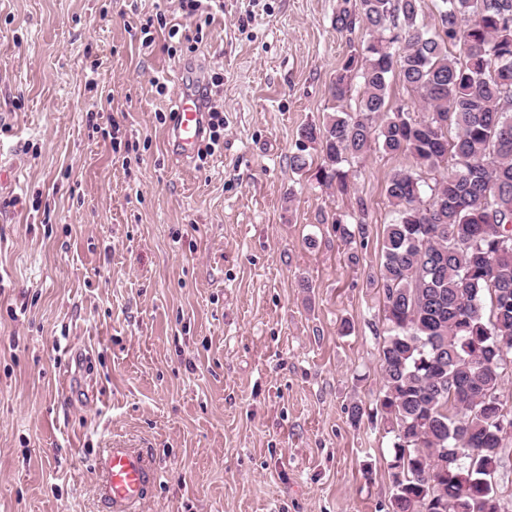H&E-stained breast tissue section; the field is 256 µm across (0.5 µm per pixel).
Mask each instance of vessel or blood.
<instances>
[{
	"mask_svg": "<svg viewBox=\"0 0 512 512\" xmlns=\"http://www.w3.org/2000/svg\"><path fill=\"white\" fill-rule=\"evenodd\" d=\"M205 114L196 96L182 93L172 128L173 152L181 161L193 158L203 136ZM98 492L112 512H136L158 478L151 458L142 450L121 443L103 449L96 460Z\"/></svg>",
	"mask_w": 512,
	"mask_h": 512,
	"instance_id": "obj_1",
	"label": "vessel or blood"
}]
</instances>
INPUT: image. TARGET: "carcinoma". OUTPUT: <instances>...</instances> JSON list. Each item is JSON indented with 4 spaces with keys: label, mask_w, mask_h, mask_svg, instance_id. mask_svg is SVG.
<instances>
[{
    "label": "carcinoma",
    "mask_w": 512,
    "mask_h": 512,
    "mask_svg": "<svg viewBox=\"0 0 512 512\" xmlns=\"http://www.w3.org/2000/svg\"><path fill=\"white\" fill-rule=\"evenodd\" d=\"M344 0L336 30L350 45L329 86L342 109L305 125L303 151L345 191L344 164L378 149L409 166L389 177L395 218L385 225L386 337L379 411L394 433L388 463L392 512H502L493 482L512 407L489 405L506 376L494 348L512 356V0ZM397 78L422 103L390 112ZM454 135H448L449 130ZM443 170L429 190L421 170Z\"/></svg>",
    "instance_id": "carcinoma-1"
}]
</instances>
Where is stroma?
Returning a JSON list of instances; mask_svg holds the SVG:
<instances>
[{"label": "stroma", "mask_w": 512, "mask_h": 512, "mask_svg": "<svg viewBox=\"0 0 512 512\" xmlns=\"http://www.w3.org/2000/svg\"><path fill=\"white\" fill-rule=\"evenodd\" d=\"M343 2L223 0L146 48L180 0H0V512H109L93 467L115 440L156 457L141 512H389L369 278L405 161L368 152L343 193L317 152L290 164L336 110ZM217 73L224 147L201 170L172 118ZM361 202L345 242L334 220Z\"/></svg>", "instance_id": "1"}]
</instances>
